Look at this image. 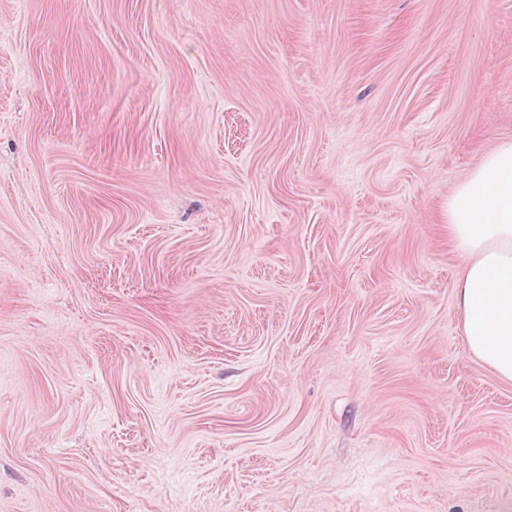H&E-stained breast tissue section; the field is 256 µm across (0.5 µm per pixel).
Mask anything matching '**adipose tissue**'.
I'll return each mask as SVG.
<instances>
[{
	"label": "adipose tissue",
	"mask_w": 512,
	"mask_h": 512,
	"mask_svg": "<svg viewBox=\"0 0 512 512\" xmlns=\"http://www.w3.org/2000/svg\"><path fill=\"white\" fill-rule=\"evenodd\" d=\"M446 220L465 259L457 294L466 342L512 381V142L487 154L455 188Z\"/></svg>",
	"instance_id": "1"
}]
</instances>
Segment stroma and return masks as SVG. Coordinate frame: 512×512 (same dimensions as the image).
<instances>
[{"mask_svg":"<svg viewBox=\"0 0 512 512\" xmlns=\"http://www.w3.org/2000/svg\"><path fill=\"white\" fill-rule=\"evenodd\" d=\"M506 141L512 0H0V512H512ZM446 220L466 260L457 294L468 347L512 381V142L487 154L455 188Z\"/></svg>","mask_w":512,"mask_h":512,"instance_id":"1","label":"stroma"}]
</instances>
